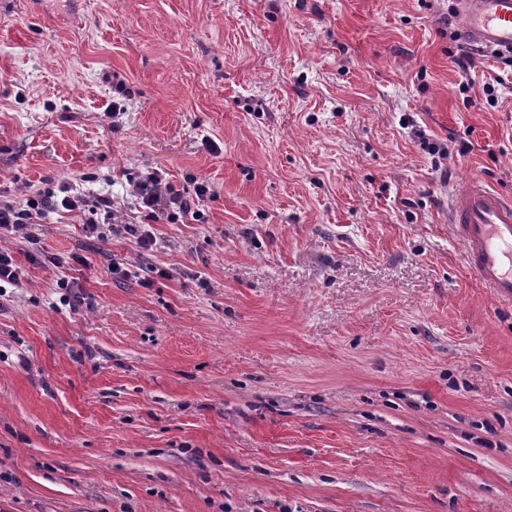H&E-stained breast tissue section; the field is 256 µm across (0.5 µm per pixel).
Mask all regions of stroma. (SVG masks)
<instances>
[{
    "label": "stroma",
    "instance_id": "obj_1",
    "mask_svg": "<svg viewBox=\"0 0 512 512\" xmlns=\"http://www.w3.org/2000/svg\"><path fill=\"white\" fill-rule=\"evenodd\" d=\"M460 49L448 0H0V192L209 187L148 256L37 229L87 309L0 238V512H512V303L448 224L512 192V66ZM24 271L16 263L11 252L7 249H0V293L7 286L15 288L19 286ZM29 260L33 264L37 263L39 265H45L48 262L57 267L67 266L69 270H74L76 266H86L87 264L86 259L78 253L71 254L67 257L66 260L55 255H49L48 253H45L38 248H35L32 252H30Z\"/></svg>",
    "mask_w": 512,
    "mask_h": 512
}]
</instances>
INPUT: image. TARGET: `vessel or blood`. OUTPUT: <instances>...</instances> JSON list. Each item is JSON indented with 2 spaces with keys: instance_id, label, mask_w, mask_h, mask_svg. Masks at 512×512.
Segmentation results:
<instances>
[{
  "instance_id": "vessel-or-blood-1",
  "label": "vessel or blood",
  "mask_w": 512,
  "mask_h": 512,
  "mask_svg": "<svg viewBox=\"0 0 512 512\" xmlns=\"http://www.w3.org/2000/svg\"><path fill=\"white\" fill-rule=\"evenodd\" d=\"M449 22L462 43L512 55V0H454ZM448 216L470 274L511 304L512 194L471 179L450 194Z\"/></svg>"
}]
</instances>
